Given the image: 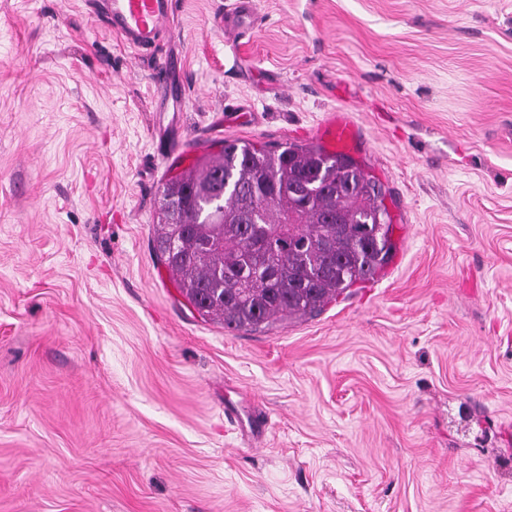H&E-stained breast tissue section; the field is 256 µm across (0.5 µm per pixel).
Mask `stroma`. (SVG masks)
<instances>
[{
    "label": "stroma",
    "instance_id": "stroma-1",
    "mask_svg": "<svg viewBox=\"0 0 512 512\" xmlns=\"http://www.w3.org/2000/svg\"><path fill=\"white\" fill-rule=\"evenodd\" d=\"M176 0L183 159L87 0H0V512H512V0ZM386 187L395 252L314 317L231 331L153 251L227 140ZM258 12V1L256 0H235L228 7L226 18H224V32L228 35V46H233L235 38L241 32V27L256 19ZM248 20V23H247ZM321 139L331 152L344 150L354 144L356 130L353 124L341 113H329L320 129Z\"/></svg>",
    "mask_w": 512,
    "mask_h": 512
}]
</instances>
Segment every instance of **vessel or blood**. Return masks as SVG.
Wrapping results in <instances>:
<instances>
[{
    "mask_svg": "<svg viewBox=\"0 0 512 512\" xmlns=\"http://www.w3.org/2000/svg\"><path fill=\"white\" fill-rule=\"evenodd\" d=\"M104 10L112 31L131 48L159 52L160 64L152 77L156 99L173 111H183L184 86L174 80L171 57L162 50L163 45L174 41L175 0H106ZM257 12V0H232L224 20L228 37L236 38L242 24L255 20ZM320 134L322 142L333 151L348 148L356 138L353 124L335 112L328 114Z\"/></svg>",
    "mask_w": 512,
    "mask_h": 512,
    "instance_id": "1",
    "label": "vessel or blood"
}]
</instances>
